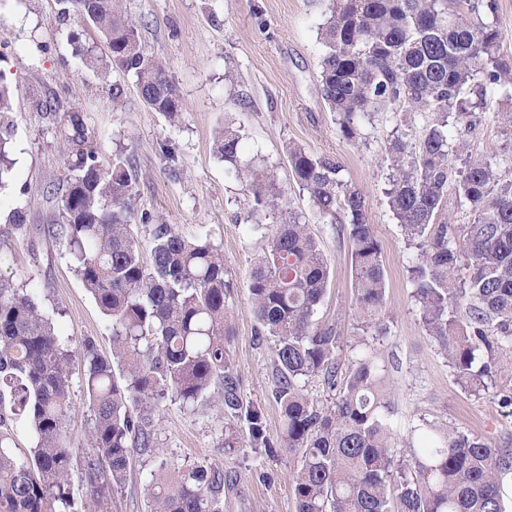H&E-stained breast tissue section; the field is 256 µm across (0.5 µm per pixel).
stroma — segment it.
Wrapping results in <instances>:
<instances>
[{"label": "stroma", "mask_w": 512, "mask_h": 512, "mask_svg": "<svg viewBox=\"0 0 512 512\" xmlns=\"http://www.w3.org/2000/svg\"><path fill=\"white\" fill-rule=\"evenodd\" d=\"M121 8L141 21L144 45L165 63L179 93L178 122L147 111L132 76L84 64V56L103 52L104 43L77 15L61 18L58 0H0V79L9 88L13 121L11 173L0 187V278L35 296L72 355L71 410L65 420L73 473L68 512L98 510L78 477L92 428L79 348L89 337L101 353L111 354L112 330L84 288L67 241L50 230L61 209L70 161L58 127L66 112L82 114L101 163L111 165L118 156L131 160L137 174L136 212L150 213L185 238L221 249L232 284L226 302L235 334L228 349L241 394L262 404L270 438L281 434L280 408L271 396L270 353L256 340L248 290L268 234L266 227L248 221L245 187L213 149L214 134L226 123L241 127L243 155L274 170L291 209L308 217L330 269L327 295L314 319L337 326L348 359L361 351L350 241L339 225L314 218L307 195L290 183L286 144L339 156L345 178L363 192L386 275L389 330L374 346V361L383 376L400 454L410 455V434L425 423L483 435L512 450V413L502 411L496 397L497 391L512 390V357L500 360L496 392L474 396L455 383L412 297L409 269L417 251L387 203L388 145L398 135L416 141L428 115L373 112L358 119L355 139L342 136L320 84L325 0H122ZM486 101L467 149L489 158L510 179L512 129L502 114L512 110V88L490 87ZM166 144L176 151L175 163L162 152ZM17 210L23 219L15 225L9 217ZM223 394V387L215 385L198 406L170 399L161 404L156 450L134 456L108 512H151L153 476L163 465L235 472L237 482L224 489V512H295L289 472L296 456L248 449L225 457Z\"/></svg>", "instance_id": "obj_1"}]
</instances>
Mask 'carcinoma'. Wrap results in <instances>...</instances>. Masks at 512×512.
Wrapping results in <instances>:
<instances>
[{
    "mask_svg": "<svg viewBox=\"0 0 512 512\" xmlns=\"http://www.w3.org/2000/svg\"><path fill=\"white\" fill-rule=\"evenodd\" d=\"M70 11L102 34L110 66L135 77L145 106L175 119V85L117 0H67L62 13ZM495 11L496 0H330L320 73L323 96L349 139L355 119L369 112L431 115L417 143L397 136L389 144L394 172L387 195L418 251L410 278L421 323L455 383L472 395L496 382L499 356L512 353V179L463 142L480 122L487 86L512 85L499 32L481 18ZM10 110L0 83V186L11 170ZM62 133L75 176L67 179L56 232L68 240L76 271L112 328V356L99 354L90 338L80 348L93 412L84 481L99 512L126 480L134 452L155 450L159 403L170 394L195 405L217 383L232 425L224 430L226 455L245 446L271 456L300 452L290 473L296 512H506L501 478L512 472L511 451L446 425L413 430L416 447L407 458L394 448L372 359L373 341L388 332L381 247L365 197L344 180L339 157L297 144L286 149L289 176L315 214L341 217L348 231L364 352L342 370L337 330L315 323L330 270L305 217L288 213L271 230L249 281L255 336L270 343L271 394L281 410V437L273 441L263 408L241 396L227 348L234 325L222 252L155 224L146 265L131 232L135 174L127 160L101 166L76 112L65 115ZM240 141L227 128L215 150L245 182L248 218L261 226L267 215L283 212L285 190L266 166L242 154ZM450 187L470 206L471 223H448ZM461 258L470 276L459 286L453 271ZM70 361L35 298L0 281V512H57L56 502H67ZM315 381L330 401L307 392ZM13 415L35 431L28 454L10 446ZM224 480V472L201 465L163 472L153 512H223Z\"/></svg>",
    "mask_w": 512,
    "mask_h": 512,
    "instance_id": "carcinoma-1",
    "label": "carcinoma"
}]
</instances>
